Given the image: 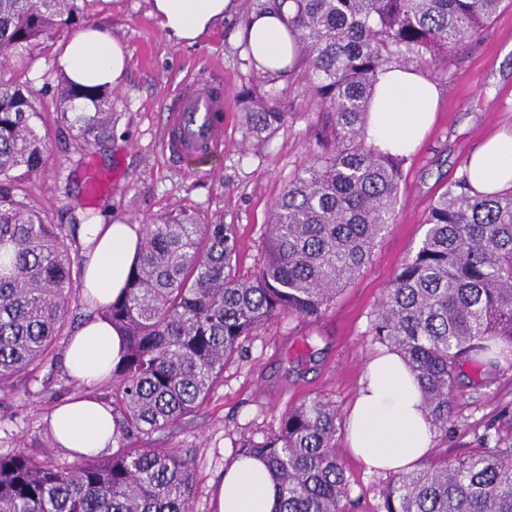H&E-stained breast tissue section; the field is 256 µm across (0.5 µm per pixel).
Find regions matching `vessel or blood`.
I'll list each match as a JSON object with an SVG mask.
<instances>
[{
    "label": "vessel or blood",
    "instance_id": "vessel-or-blood-1",
    "mask_svg": "<svg viewBox=\"0 0 512 512\" xmlns=\"http://www.w3.org/2000/svg\"><path fill=\"white\" fill-rule=\"evenodd\" d=\"M162 144L167 157L179 165L222 153L223 89L200 78L181 84L166 108ZM111 183V170L89 167L84 176L87 199H97L107 192Z\"/></svg>",
    "mask_w": 512,
    "mask_h": 512
}]
</instances>
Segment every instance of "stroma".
I'll return each instance as SVG.
<instances>
[{
	"mask_svg": "<svg viewBox=\"0 0 512 512\" xmlns=\"http://www.w3.org/2000/svg\"><path fill=\"white\" fill-rule=\"evenodd\" d=\"M265 0H238L237 10L192 45L170 42L149 14L148 0H85L83 13L44 39L36 60L13 59V69L42 88L45 112L56 110L59 74L53 48L89 24L122 40L128 53L124 82L112 99L111 141L84 147L67 131L48 127L52 168L29 184L31 198L53 223L66 224L74 208L108 209L109 221L141 224L150 217L187 209L202 222L233 225L238 271L249 276L262 256L273 199L283 184L319 151L321 119L301 73L269 82L236 38L242 21ZM440 87L435 121L403 165L393 221L370 259L344 288L326 315L307 325L283 316L260 328L224 370V381L197 413L173 429L153 433L152 447L195 454L197 483L193 512H215V489L239 439L262 440L279 426L282 413L304 396L320 393L348 410L366 361L378 350L369 333L375 308L401 261L422 239L430 205L448 181L460 175L482 138L512 132V7L499 10L481 38L427 69ZM201 77L224 85V151L186 174L162 150L167 97L185 79ZM272 95L285 117L253 130L248 112L254 99ZM120 168L108 195L88 204L83 175L88 165ZM30 392L0 393V453L25 450L70 462L58 445H47L46 418L59 402L76 395L63 361L44 366ZM476 375L464 368L456 413L460 426L435 447L458 454L474 447L475 428L512 402V373L490 387L473 390ZM343 458L351 480L348 512H375L386 477L369 474L351 454Z\"/></svg>",
	"mask_w": 512,
	"mask_h": 512,
	"instance_id": "35a3bbf8",
	"label": "stroma"
}]
</instances>
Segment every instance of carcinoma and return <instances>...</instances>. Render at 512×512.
Here are the masks:
<instances>
[{"label": "carcinoma", "mask_w": 512, "mask_h": 512, "mask_svg": "<svg viewBox=\"0 0 512 512\" xmlns=\"http://www.w3.org/2000/svg\"><path fill=\"white\" fill-rule=\"evenodd\" d=\"M288 27L296 59L322 112V152L282 186L271 205L263 259L237 269L233 225L164 214L140 226L123 293L98 310L122 337L108 380L112 456L59 464L19 450L0 454V512H192L195 459L142 448L173 428L224 381L247 338L288 315L321 320L391 223L404 155L366 133L378 75L437 66L474 39L512 0H294ZM81 11L78 0H0V391L17 390L56 358L83 302L80 224H54L31 201L28 181L51 167L42 90L8 69ZM61 81L54 120L79 144L112 137V90L90 97ZM249 113L264 130L285 116L259 98ZM417 249L396 270L370 323L380 346L411 371L441 438L457 430V379L471 365L488 387L512 371V189L479 194L467 173L433 202ZM346 416L324 395L303 398L261 441L237 455L262 459L279 487L274 512H345L351 481L337 445ZM460 454L440 448L393 474L378 512H512V406Z\"/></svg>", "instance_id": "cac0c4a2"}]
</instances>
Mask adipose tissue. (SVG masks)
I'll list each match as a JSON object with an SVG mask.
<instances>
[{
  "instance_id": "1",
  "label": "adipose tissue",
  "mask_w": 512,
  "mask_h": 512,
  "mask_svg": "<svg viewBox=\"0 0 512 512\" xmlns=\"http://www.w3.org/2000/svg\"><path fill=\"white\" fill-rule=\"evenodd\" d=\"M236 0H150V15L169 40L193 44L223 21ZM251 47L258 69L285 70L297 53L294 32L269 9L250 18L239 32ZM56 62L62 77L95 93L120 88L128 56L124 45L95 24L59 43ZM439 102L434 80L419 71L392 68L375 85L367 134L381 150L407 153L432 125ZM477 191L491 193L512 186V135L487 138L465 166ZM84 246V293L93 304H110L123 290L140 242L135 224L108 222L94 215L80 227ZM120 359V340L103 318L85 322L69 340L64 362L80 384L106 380ZM421 392L400 355L383 350L367 362L347 418L352 455L370 472L402 473L428 457L434 431L427 421ZM48 424L59 447L72 456H95L112 445V408L89 393L53 408ZM274 480L265 463L240 458L224 470L217 491V512H273Z\"/></svg>"
}]
</instances>
